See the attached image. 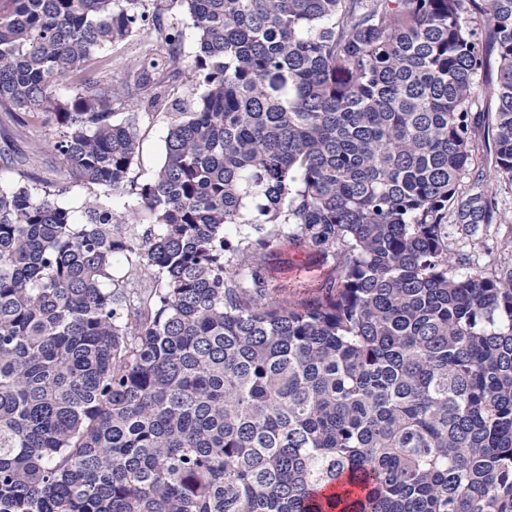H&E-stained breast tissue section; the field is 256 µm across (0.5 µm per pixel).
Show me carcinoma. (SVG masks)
<instances>
[{
  "label": "carcinoma",
  "instance_id": "1",
  "mask_svg": "<svg viewBox=\"0 0 512 512\" xmlns=\"http://www.w3.org/2000/svg\"><path fill=\"white\" fill-rule=\"evenodd\" d=\"M177 2L189 57L147 0H0V109L50 129L0 186V512H512V261L448 242L497 213L461 184L491 50L512 183V0ZM116 101L174 111L142 183ZM281 235L336 259L319 296L277 297ZM145 50L146 44L139 41L138 38L116 43L103 51L104 66L108 65V67L102 71H106L112 77L113 72H120V70L136 64ZM48 161L41 164L40 168L34 170L33 173L40 177L56 180L64 188L63 194L58 197L59 203L70 209L81 210L92 195V191L79 183L73 182L67 176L59 157L49 156Z\"/></svg>",
  "mask_w": 512,
  "mask_h": 512
}]
</instances>
